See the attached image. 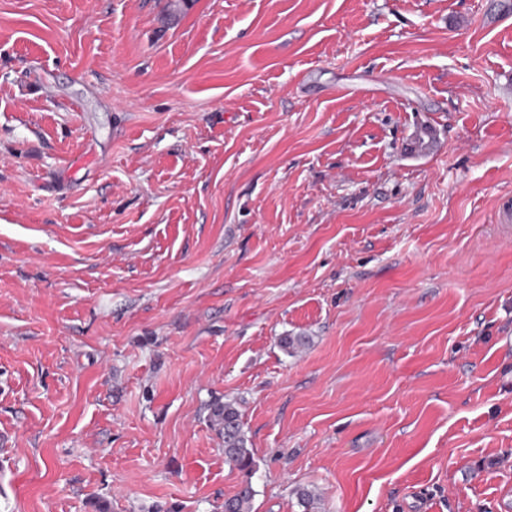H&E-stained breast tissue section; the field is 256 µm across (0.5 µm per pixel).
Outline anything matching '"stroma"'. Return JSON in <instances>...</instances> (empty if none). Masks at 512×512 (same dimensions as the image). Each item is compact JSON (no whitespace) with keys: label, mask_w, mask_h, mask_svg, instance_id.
I'll return each mask as SVG.
<instances>
[{"label":"stroma","mask_w":512,"mask_h":512,"mask_svg":"<svg viewBox=\"0 0 512 512\" xmlns=\"http://www.w3.org/2000/svg\"><path fill=\"white\" fill-rule=\"evenodd\" d=\"M497 2L0 0V512H512ZM210 419L224 436V456L226 461L234 464L247 473L251 468L252 459L246 439L242 432L238 410L231 403L216 405L211 409Z\"/></svg>","instance_id":"obj_1"}]
</instances>
